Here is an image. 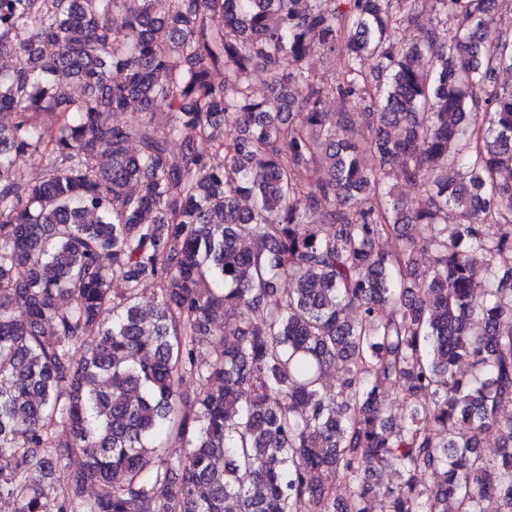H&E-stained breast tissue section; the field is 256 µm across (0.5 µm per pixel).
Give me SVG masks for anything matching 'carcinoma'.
<instances>
[{
    "label": "carcinoma",
    "instance_id": "1",
    "mask_svg": "<svg viewBox=\"0 0 512 512\" xmlns=\"http://www.w3.org/2000/svg\"><path fill=\"white\" fill-rule=\"evenodd\" d=\"M154 2L0 0V57L15 60L0 70L14 116L0 126V500L512 512V84L493 82L512 71V20L490 42L496 0H426L436 24L407 45L419 0ZM336 52L344 69L324 82L309 60ZM329 97L370 102L365 142ZM132 102L141 115L113 124ZM228 125L244 135L221 139ZM386 468L396 483L378 481Z\"/></svg>",
    "mask_w": 512,
    "mask_h": 512
}]
</instances>
